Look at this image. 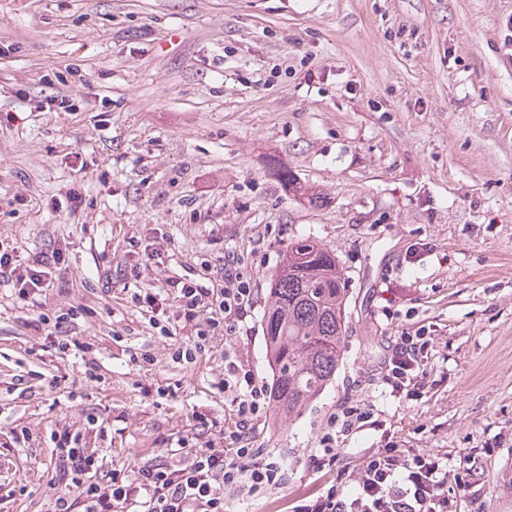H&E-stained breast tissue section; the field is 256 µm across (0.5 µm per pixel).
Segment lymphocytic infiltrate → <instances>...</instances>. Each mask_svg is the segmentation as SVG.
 Here are the masks:
<instances>
[{
    "label": "lymphocytic infiltrate",
    "mask_w": 512,
    "mask_h": 512,
    "mask_svg": "<svg viewBox=\"0 0 512 512\" xmlns=\"http://www.w3.org/2000/svg\"><path fill=\"white\" fill-rule=\"evenodd\" d=\"M62 254L55 247L22 263L14 248L1 245L0 280L12 285L17 300H32L48 287ZM224 264V286L214 297L182 281L169 290L133 291L132 301L150 309L161 336L183 330L193 336V348L176 349V360H194L213 337L239 335L253 306V290L233 273V257H225ZM428 345L423 336H404L396 343L389 360L393 392L407 394L418 386ZM224 383L236 390L238 399V421L225 443L211 438L205 423L191 438L178 439L165 456L127 469L108 467L106 449L87 447L85 431H105L96 420L55 433L50 466L57 495L49 512H229L225 490L244 487L260 496L280 485L279 463L251 444L255 423L270 401L267 387L229 354L224 357ZM447 484L448 464L442 459L384 448L363 462L355 491L327 483L299 499L292 512H448Z\"/></svg>",
    "instance_id": "f902f5d3"
}]
</instances>
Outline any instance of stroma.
<instances>
[{
	"label": "stroma",
	"mask_w": 512,
	"mask_h": 512,
	"mask_svg": "<svg viewBox=\"0 0 512 512\" xmlns=\"http://www.w3.org/2000/svg\"><path fill=\"white\" fill-rule=\"evenodd\" d=\"M511 19L512 0H0V240L24 262L64 252L34 305L0 284V512H47L52 436L87 416L119 468L196 416L232 430L224 353L271 384L264 306L299 238L348 278L342 359L294 420L261 416L254 445L284 483L228 491L231 512H289L322 476L354 490L389 446L447 459L451 512H512ZM138 241L160 252L143 272L158 288H223L234 253L254 290L242 335L173 360L189 337L160 336L129 298ZM72 305L90 309L73 330L93 378L30 326ZM418 332L432 344L411 399L387 360ZM347 403L376 422L315 474Z\"/></svg>",
	"instance_id": "obj_1"
}]
</instances>
